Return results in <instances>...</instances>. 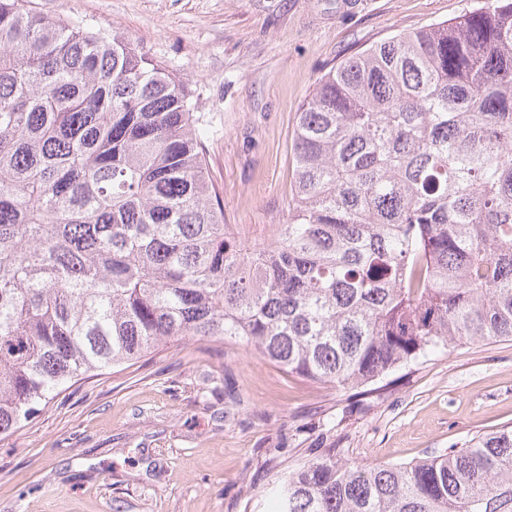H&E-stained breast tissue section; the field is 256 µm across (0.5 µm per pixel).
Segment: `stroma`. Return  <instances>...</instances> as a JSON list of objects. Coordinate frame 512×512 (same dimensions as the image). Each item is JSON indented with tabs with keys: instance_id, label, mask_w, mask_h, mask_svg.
Masks as SVG:
<instances>
[{
	"instance_id": "obj_1",
	"label": "stroma",
	"mask_w": 512,
	"mask_h": 512,
	"mask_svg": "<svg viewBox=\"0 0 512 512\" xmlns=\"http://www.w3.org/2000/svg\"><path fill=\"white\" fill-rule=\"evenodd\" d=\"M483 0H33L121 33L199 96L224 221L288 217L298 114L331 67ZM512 425V340L459 345L353 398L244 343L188 336L63 391L0 439V512H265L263 490L333 428L359 465L408 463Z\"/></svg>"
}]
</instances>
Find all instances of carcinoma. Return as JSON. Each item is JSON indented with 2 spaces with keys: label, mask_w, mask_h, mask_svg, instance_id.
<instances>
[{
  "label": "carcinoma",
  "mask_w": 512,
  "mask_h": 512,
  "mask_svg": "<svg viewBox=\"0 0 512 512\" xmlns=\"http://www.w3.org/2000/svg\"><path fill=\"white\" fill-rule=\"evenodd\" d=\"M193 98L123 35L0 0V438L186 336L344 392L512 338V0L325 73L268 244L224 223ZM265 498L512 512V426L408 464L318 448Z\"/></svg>",
  "instance_id": "carcinoma-1"
}]
</instances>
